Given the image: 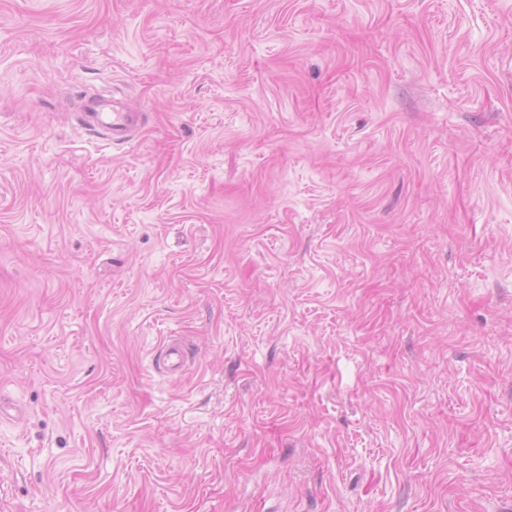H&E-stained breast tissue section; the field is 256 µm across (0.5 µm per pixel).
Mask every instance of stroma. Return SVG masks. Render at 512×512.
Wrapping results in <instances>:
<instances>
[{
    "label": "stroma",
    "instance_id": "stroma-1",
    "mask_svg": "<svg viewBox=\"0 0 512 512\" xmlns=\"http://www.w3.org/2000/svg\"><path fill=\"white\" fill-rule=\"evenodd\" d=\"M0 512H512V0H0ZM80 125L91 135H103L113 145L131 143L142 129V113L127 109L115 97L81 96ZM185 363L182 349L176 339L165 343L157 359V366L167 371H176Z\"/></svg>",
    "mask_w": 512,
    "mask_h": 512
}]
</instances>
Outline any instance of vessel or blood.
<instances>
[{"instance_id": "b4317fda", "label": "vessel or blood", "mask_w": 512, "mask_h": 512, "mask_svg": "<svg viewBox=\"0 0 512 512\" xmlns=\"http://www.w3.org/2000/svg\"><path fill=\"white\" fill-rule=\"evenodd\" d=\"M78 119L84 130L105 136L115 145L131 143L142 129L141 113L127 109L113 98L85 95L81 98ZM185 363L177 340L165 343L157 359L160 369L175 371Z\"/></svg>"}]
</instances>
